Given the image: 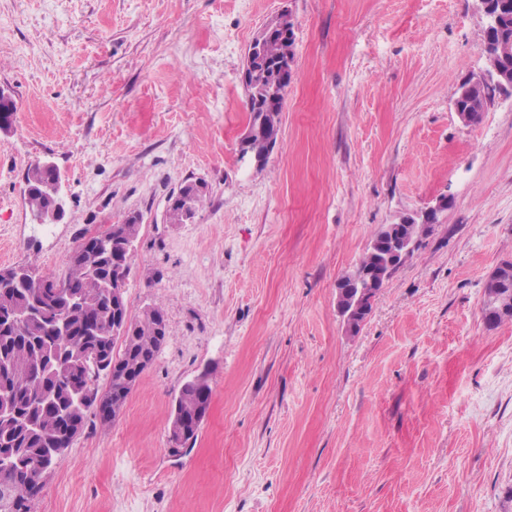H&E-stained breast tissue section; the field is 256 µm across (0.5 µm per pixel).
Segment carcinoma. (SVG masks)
Listing matches in <instances>:
<instances>
[{
  "mask_svg": "<svg viewBox=\"0 0 512 512\" xmlns=\"http://www.w3.org/2000/svg\"><path fill=\"white\" fill-rule=\"evenodd\" d=\"M501 13L502 29L493 35L482 33L481 46L512 69V0H491ZM293 42L279 36L255 37L260 63L252 72L247 89L246 111L248 125L257 130L249 142L252 154L259 157L266 153V138L280 135L281 98H268L265 90L274 82L291 79V73H281L282 66L293 62ZM499 95V89L488 83L468 78L457 90L455 104L473 113L472 124L482 120L484 112ZM29 186L24 190L26 204L33 214L48 210L51 204L45 185L51 174L31 163ZM383 231L374 236L371 246L358 263L369 268L387 262L386 250L378 243ZM96 252L85 263L68 262L62 277L68 290L81 295L83 309H70L67 294H57L46 284V278L29 266L21 265L22 278L0 285V306H12L25 320L4 326L0 324V408L9 405L18 414L16 418L0 416V452L13 449L22 451V459H10L0 468V512H31V503L43 491L39 486L29 496L23 493L29 481L30 470L45 458L44 449L54 447L57 434L69 407L68 397L61 380L71 378L89 387L99 402L84 404L70 413L75 421L76 434H81L87 423V413L93 409L104 424L112 422V414L122 411L131 387L119 384L109 377L106 390L99 389V379L104 369L99 363H114L130 372L136 383L146 372L138 365L144 351L158 352L154 325L166 317L165 309L155 304L145 308L140 315L129 318L132 334L122 344L110 334L89 335L83 329L86 320H99L110 315L112 306L107 294L112 278L110 265L112 233L100 237ZM488 299L485 308L512 309V281L487 284ZM69 317L73 330L67 336L57 331V323ZM211 396V386L186 383L175 397L171 414L190 422L186 440L195 441L205 399Z\"/></svg>",
  "mask_w": 512,
  "mask_h": 512,
  "instance_id": "obj_1",
  "label": "carcinoma"
}]
</instances>
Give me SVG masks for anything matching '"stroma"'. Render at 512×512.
<instances>
[{"label": "stroma", "mask_w": 512, "mask_h": 512, "mask_svg": "<svg viewBox=\"0 0 512 512\" xmlns=\"http://www.w3.org/2000/svg\"><path fill=\"white\" fill-rule=\"evenodd\" d=\"M294 24L281 134L241 161L247 48ZM474 0H0V267L63 276L81 237L144 223L130 315L167 341L115 422L87 419L32 512H512V320L482 309L512 261V99L462 126L483 63ZM60 169L36 223L24 173ZM193 223L164 219L186 180ZM452 203L359 333L336 284L376 231ZM209 370L191 451H170L184 382ZM38 162V164H37ZM29 165V186L24 190L26 204L32 211L33 216L42 214L48 210L51 204L49 193L45 189V185L51 178V174L44 170L49 169L53 173L52 180L47 184V190L56 199V206L48 219L45 217L35 218L39 224H55L64 219L65 208L61 196L62 176L59 169L51 161H37ZM41 167V168H40Z\"/></svg>", "instance_id": "1"}]
</instances>
